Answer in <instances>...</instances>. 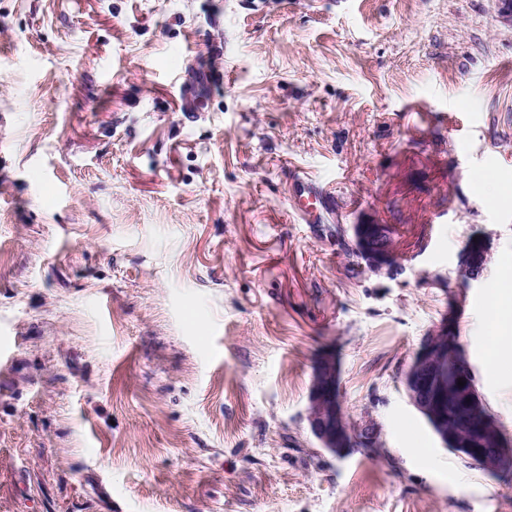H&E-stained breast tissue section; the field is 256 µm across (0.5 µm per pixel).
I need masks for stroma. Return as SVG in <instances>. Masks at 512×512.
Segmentation results:
<instances>
[{
    "label": "stroma",
    "instance_id": "obj_1",
    "mask_svg": "<svg viewBox=\"0 0 512 512\" xmlns=\"http://www.w3.org/2000/svg\"><path fill=\"white\" fill-rule=\"evenodd\" d=\"M363 222L402 274L354 255ZM510 275L495 0H0V512H512L402 385L448 322L512 440ZM326 353L375 450L313 436ZM294 197L303 222L306 224H320L321 211L325 208V199L322 192L310 179L296 181ZM352 231L357 248L372 272L385 273L392 277L400 274L401 269L393 247L392 226L370 223L354 224ZM357 248L354 253L361 257ZM488 253L489 247L482 238L477 237V242L471 238L461 254L464 274V279H461L466 282L478 280L485 269ZM496 297L494 306L486 315V322L497 326L500 338L510 332V325L507 323V316L511 320L512 308V286L510 281L502 282L492 287Z\"/></svg>",
    "mask_w": 512,
    "mask_h": 512
}]
</instances>
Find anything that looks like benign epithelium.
Here are the masks:
<instances>
[{"instance_id": "7a95c632", "label": "benign epithelium", "mask_w": 512, "mask_h": 512, "mask_svg": "<svg viewBox=\"0 0 512 512\" xmlns=\"http://www.w3.org/2000/svg\"><path fill=\"white\" fill-rule=\"evenodd\" d=\"M352 231L363 260L374 273L389 276L399 274L400 267L393 247V227L388 224H354ZM489 247L479 238L469 241L461 254L464 281L478 280L485 269ZM455 361L454 375H442L440 367ZM464 385H458V381ZM336 362L323 358L311 385L307 419L311 432L326 451L342 455L358 442L375 446L378 437L375 428L364 424L361 437L350 427L339 398L336 395ZM402 384L409 402L422 414L446 449L461 455L491 474L512 472V441L487 417L477 430L479 441L462 442L448 432V395L461 393L475 409L484 407L478 389L474 386L473 369L451 332L448 324L423 337L420 350L402 376Z\"/></svg>"}]
</instances>
